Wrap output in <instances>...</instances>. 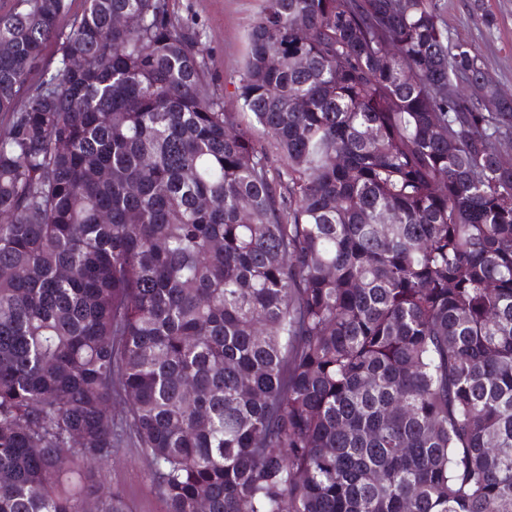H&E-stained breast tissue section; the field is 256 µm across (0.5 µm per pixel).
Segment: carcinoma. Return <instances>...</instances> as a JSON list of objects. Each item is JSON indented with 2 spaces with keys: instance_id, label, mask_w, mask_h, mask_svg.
<instances>
[{
  "instance_id": "1",
  "label": "carcinoma",
  "mask_w": 512,
  "mask_h": 512,
  "mask_svg": "<svg viewBox=\"0 0 512 512\" xmlns=\"http://www.w3.org/2000/svg\"><path fill=\"white\" fill-rule=\"evenodd\" d=\"M248 45L244 126L170 0L0 11V512L127 441L166 512H512V98L438 0Z\"/></svg>"
}]
</instances>
